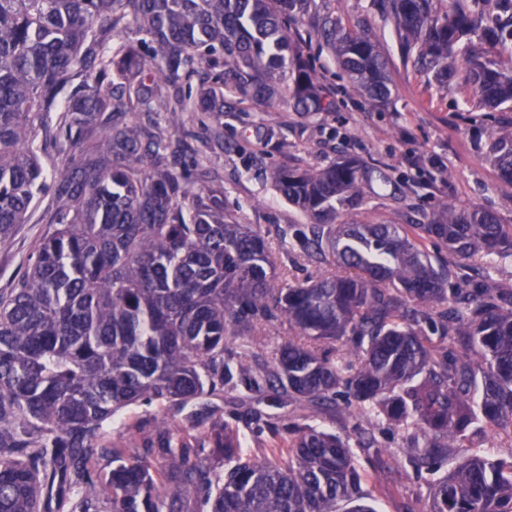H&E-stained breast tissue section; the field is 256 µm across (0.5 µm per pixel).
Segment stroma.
<instances>
[{"label": "stroma", "instance_id": "obj_1", "mask_svg": "<svg viewBox=\"0 0 512 512\" xmlns=\"http://www.w3.org/2000/svg\"><path fill=\"white\" fill-rule=\"evenodd\" d=\"M315 5L336 13L347 27L360 18L369 21L393 81L391 101L383 110L354 94L328 50L311 43L306 27L295 25L290 35L302 43L305 56L316 59L320 88L334 100L333 111L297 112L284 102L272 110L236 103L218 119L185 113L180 131L198 150L200 170L223 187L225 209L265 236L277 272L302 282L319 275L322 268L290 248V225L306 223L307 218L276 193L270 171L326 166L344 153L380 167L384 177L364 184L365 205L343 213V223L401 224L407 212L429 214L450 201L461 209L478 206L493 211L502 223L512 224V188L499 180L486 156L491 130L512 123V112L486 113L468 106L455 87L428 85L406 68L394 32L381 21L372 0H315ZM54 207L52 195H45L28 222L0 242V289L11 287L29 264L36 242L49 230ZM221 406L228 415L255 408L279 425L291 420L316 423L334 433L344 425L330 412L280 405L263 390L227 392ZM162 420L176 425L180 417L155 404L135 406L121 412L105 437L116 444L139 440ZM432 481L427 474L416 477L411 467L398 461L371 473L367 488L378 512H424Z\"/></svg>", "mask_w": 512, "mask_h": 512}]
</instances>
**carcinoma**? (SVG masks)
<instances>
[{"label": "carcinoma", "instance_id": "obj_1", "mask_svg": "<svg viewBox=\"0 0 512 512\" xmlns=\"http://www.w3.org/2000/svg\"><path fill=\"white\" fill-rule=\"evenodd\" d=\"M375 2L406 65L439 85L460 76L488 112L512 109V0ZM311 3L0 0L1 242L46 190L35 126L70 152L52 227L0 290V512H376L358 454L373 467L388 448L364 416L405 431L416 473L450 466L425 512H512V457H458L512 433V289L452 282L425 245L506 260L512 224L449 202L409 224H338L364 206L369 167L347 154L277 167L274 188L310 220L292 246L330 267L279 281L265 237L137 122L158 108L177 132L188 110L222 116L227 96L270 108L285 83L296 111H331L290 22L309 26L353 92L388 104L367 25L348 30ZM119 25L135 37H115ZM217 53L224 72L211 76ZM486 155L512 186V124L492 130ZM275 323L287 337L260 365L245 338ZM258 386L348 430L278 428L259 411L230 422L210 403ZM153 402L183 414L179 440L163 420L126 447L104 442L115 415ZM239 422L270 432L269 447L244 453Z\"/></svg>", "mask_w": 512, "mask_h": 512}]
</instances>
